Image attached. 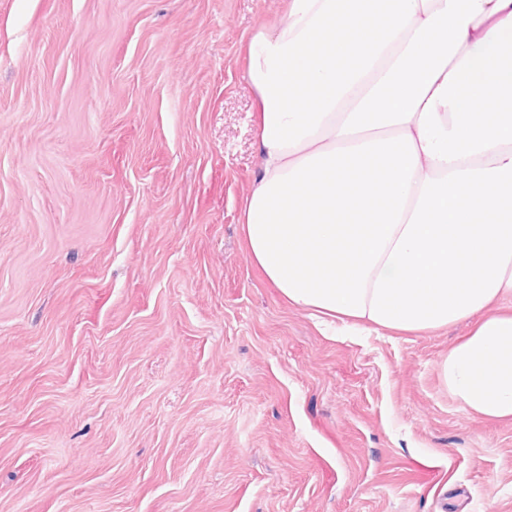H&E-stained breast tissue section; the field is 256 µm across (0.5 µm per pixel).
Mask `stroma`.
Returning a JSON list of instances; mask_svg holds the SVG:
<instances>
[{"label":"stroma","instance_id":"stroma-1","mask_svg":"<svg viewBox=\"0 0 512 512\" xmlns=\"http://www.w3.org/2000/svg\"><path fill=\"white\" fill-rule=\"evenodd\" d=\"M286 0H0V512H512L470 322L326 336L248 259Z\"/></svg>","mask_w":512,"mask_h":512}]
</instances>
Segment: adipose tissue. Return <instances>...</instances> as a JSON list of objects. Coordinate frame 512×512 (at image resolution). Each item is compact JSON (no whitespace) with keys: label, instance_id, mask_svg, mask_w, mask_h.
Returning <instances> with one entry per match:
<instances>
[{"label":"adipose tissue","instance_id":"obj_1","mask_svg":"<svg viewBox=\"0 0 512 512\" xmlns=\"http://www.w3.org/2000/svg\"><path fill=\"white\" fill-rule=\"evenodd\" d=\"M246 57L249 260L331 333L472 321L440 379L512 421V0H289Z\"/></svg>","mask_w":512,"mask_h":512}]
</instances>
